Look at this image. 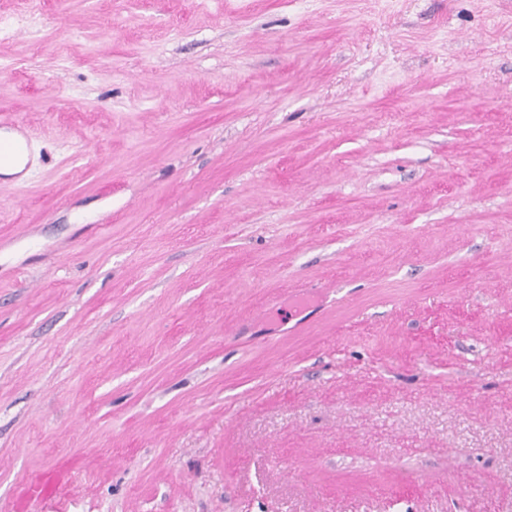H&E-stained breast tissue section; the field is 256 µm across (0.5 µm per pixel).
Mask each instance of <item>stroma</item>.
<instances>
[{
  "label": "stroma",
  "mask_w": 512,
  "mask_h": 512,
  "mask_svg": "<svg viewBox=\"0 0 512 512\" xmlns=\"http://www.w3.org/2000/svg\"><path fill=\"white\" fill-rule=\"evenodd\" d=\"M0 114V512H512V0H0ZM19 135V140H0V164L5 160L16 158L22 153H26L27 158L30 157L33 146L32 136L24 131H21ZM27 158L19 164H15L10 161L3 162L0 165V173L10 175L21 172L25 166L27 167L29 165V162L27 163Z\"/></svg>",
  "instance_id": "1"
}]
</instances>
